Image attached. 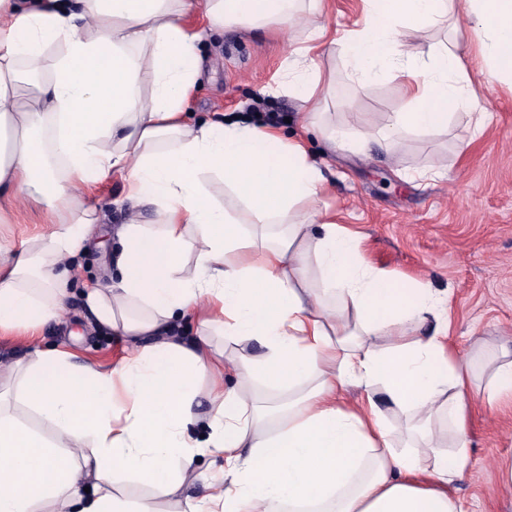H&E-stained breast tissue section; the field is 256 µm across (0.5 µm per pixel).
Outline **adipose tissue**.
Listing matches in <instances>:
<instances>
[{
	"label": "adipose tissue",
	"mask_w": 512,
	"mask_h": 512,
	"mask_svg": "<svg viewBox=\"0 0 512 512\" xmlns=\"http://www.w3.org/2000/svg\"><path fill=\"white\" fill-rule=\"evenodd\" d=\"M468 2L487 79L512 80V0ZM364 3L340 41L358 81L400 82L406 107L391 130L443 135L467 109L482 131L487 114L456 52L402 49L406 31L456 26V0ZM323 5L0 0V196L45 205L53 224L20 247L0 246V332L36 329L63 308L65 261L99 221L81 188L116 172L128 200L154 209L153 223L123 225L111 283L85 294L97 321L138 351L109 371L59 349L34 351L22 391L53 435L0 413V512H43L56 501L118 512L121 475L147 491L127 512H157L156 501L196 480L204 450L223 460L224 481L187 500V512H461L448 488L469 462L462 390L472 369L448 342L444 299L372 267L355 233L321 217L326 178L301 143L240 121L184 120L208 31L272 22L305 25L278 85L316 110L328 29L309 15ZM195 14L205 26L187 25ZM26 70L45 75L27 97ZM215 180L244 204L247 222L213 197ZM191 315L202 335L243 349L227 366L233 383L203 414L199 384L216 365L204 344L162 334ZM258 382L288 395L259 405ZM352 386L366 395L349 403ZM394 420L406 427L402 451L391 443ZM72 442L91 454L68 452Z\"/></svg>",
	"instance_id": "adipose-tissue-1"
}]
</instances>
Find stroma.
Listing matches in <instances>:
<instances>
[{"label":"stroma","mask_w":512,"mask_h":512,"mask_svg":"<svg viewBox=\"0 0 512 512\" xmlns=\"http://www.w3.org/2000/svg\"><path fill=\"white\" fill-rule=\"evenodd\" d=\"M458 49L471 88L490 120L482 133L458 111L442 136L402 133L386 149L362 155L333 148L312 126L302 102L288 92L268 94L291 41L300 30L277 25L252 31L213 32L201 48L202 66L188 121L247 119L302 140L328 182L323 201L337 223L357 233L366 260L403 282L428 283L446 296L451 341L461 359L477 346L512 349V84L488 83L481 55L483 35L465 8ZM323 68L336 92L320 101L327 123L355 136H378L405 99L397 82L360 85L341 45L329 46ZM429 172L426 181L417 172ZM124 182L111 175L92 184L100 214L92 243L72 259L73 280L57 321L36 334L0 333V410L42 432L49 426L19 395L18 382L33 349L65 348L74 362L104 370L118 365L132 344L99 325L87 307V286L112 275L115 232L133 215L122 200ZM0 239L21 244L49 233L46 207L18 198L0 204ZM470 460L455 497L464 512H512V406L489 409L478 386H469Z\"/></svg>","instance_id":"stroma-1"}]
</instances>
